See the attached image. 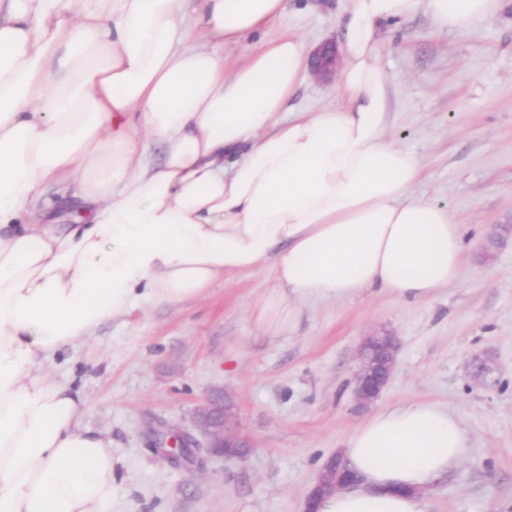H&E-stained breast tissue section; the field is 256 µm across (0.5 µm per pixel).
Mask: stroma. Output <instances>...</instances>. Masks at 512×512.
<instances>
[{"label":"stroma","mask_w":512,"mask_h":512,"mask_svg":"<svg viewBox=\"0 0 512 512\" xmlns=\"http://www.w3.org/2000/svg\"><path fill=\"white\" fill-rule=\"evenodd\" d=\"M350 0H286L256 35L224 48L226 69L286 35L304 53L336 39ZM380 64L391 88L393 144L423 165L417 193L448 205L470 246L460 278L423 301L363 295L294 302L285 331L260 330L252 304L270 271L216 283L180 305L143 304L61 352L48 372L81 391L85 429L112 441V512H304L323 463L370 413L429 402L454 412L471 448L424 493L427 512H512V241L481 246L512 214V0L465 31L424 15L386 27ZM333 81L304 71L290 110L336 102ZM399 340L395 372L369 410L354 401L358 351L376 330ZM221 397L250 446L191 466L154 449L196 433Z\"/></svg>","instance_id":"35a3bbf8"}]
</instances>
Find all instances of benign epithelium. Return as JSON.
Returning a JSON list of instances; mask_svg holds the SVG:
<instances>
[{
    "label": "benign epithelium",
    "instance_id": "1",
    "mask_svg": "<svg viewBox=\"0 0 512 512\" xmlns=\"http://www.w3.org/2000/svg\"><path fill=\"white\" fill-rule=\"evenodd\" d=\"M338 65L336 47L326 45L316 51L313 72L326 78ZM397 341L388 333L373 334L366 338L359 352L360 366L356 374L355 396L359 405L372 403L388 383L396 361ZM197 429L205 447L225 459L240 456V449L248 447L245 440L232 429L227 408L210 400L200 411ZM198 447L195 436L179 430L167 440L155 444V450L168 462L182 465L192 460L191 449ZM356 476L346 470L338 456L331 457L322 468L319 480L311 491L304 512H318L323 497L355 482Z\"/></svg>",
    "mask_w": 512,
    "mask_h": 512
}]
</instances>
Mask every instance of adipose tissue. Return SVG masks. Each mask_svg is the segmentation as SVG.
I'll list each match as a JSON object with an SVG mask.
<instances>
[{
  "label": "adipose tissue",
  "instance_id": "adipose-tissue-1",
  "mask_svg": "<svg viewBox=\"0 0 512 512\" xmlns=\"http://www.w3.org/2000/svg\"><path fill=\"white\" fill-rule=\"evenodd\" d=\"M502 5L351 0L345 105L289 113L296 38L224 70L225 45L284 0H0V512H110L111 442L45 364L135 303L194 301L269 262L252 315L281 329L293 300H421L458 280L464 226L388 140L380 30L423 13L461 31ZM469 448L448 409L375 413L342 448L358 483L321 512H426Z\"/></svg>",
  "mask_w": 512,
  "mask_h": 512
}]
</instances>
